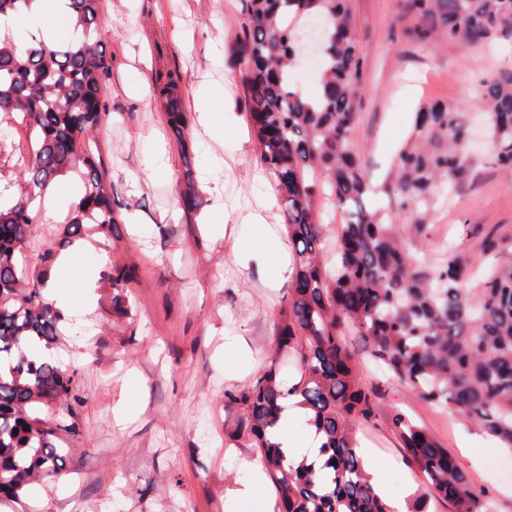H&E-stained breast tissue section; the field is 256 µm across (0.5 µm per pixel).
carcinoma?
Masks as SVG:
<instances>
[{"label":"carcinoma","instance_id":"obj_1","mask_svg":"<svg viewBox=\"0 0 512 512\" xmlns=\"http://www.w3.org/2000/svg\"><path fill=\"white\" fill-rule=\"evenodd\" d=\"M35 0H0V112L32 128V164L21 192L0 204V493L17 498L35 479H57L69 449L58 431L78 433L73 421L43 417L56 404L72 415L74 374L64 370L58 345L65 316L46 291L47 270L30 272L23 249L45 189L80 174L78 200L62 220L63 245L90 233L112 237V185L100 158L85 149L101 121V80L108 72L99 43V0H68L70 35L60 43L42 35L21 39L13 24ZM244 22L231 49L243 68L252 133L259 159L285 201L292 245L288 298L275 313L276 347L269 366L249 385L225 394L241 406L240 428L259 452L279 512H393L365 469L356 437L374 417L371 393L358 381L359 337L382 369L411 386L430 406L450 409L512 453V237L495 225L480 232L478 256L440 244L434 256L418 251L430 219L470 179L477 159L468 153V116L441 100L414 113L386 194L413 215L393 224L367 205L371 189L354 152L364 65L345 0H243ZM410 34L420 41L452 40L466 47H512V0H404ZM317 17L330 37L309 97L293 81L302 52L296 23ZM157 94L184 157L188 120L181 77L168 72ZM492 164L512 168V72L481 83ZM182 203L201 205L193 170L183 173ZM329 197L343 214L330 224L318 202ZM39 346L48 354L32 359ZM307 410L318 457L291 464L272 442L285 403ZM407 463L425 489L407 512H426L438 496L454 512H489L448 450L407 414L392 417ZM422 439H417V436Z\"/></svg>","mask_w":512,"mask_h":512}]
</instances>
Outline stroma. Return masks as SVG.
<instances>
[{
  "mask_svg": "<svg viewBox=\"0 0 512 512\" xmlns=\"http://www.w3.org/2000/svg\"><path fill=\"white\" fill-rule=\"evenodd\" d=\"M403 0H349L366 89L354 134V150L374 186L387 182L411 116L422 102L448 101L460 111L478 109L482 78L512 69V56L448 41L421 43L407 33L412 21ZM241 0H100L99 50L109 70L101 82L105 115L90 146L103 159L122 215L112 239L97 241L100 262L84 261L67 293L74 303L92 299L91 359L77 368L73 404L77 434L60 432L70 451L60 480L16 499L0 497V512H265L275 503L272 484L230 507L227 492L249 481L242 460L257 459L240 409L225 400L270 362L274 313L288 295L278 275L287 243L282 206L262 167L250 130L241 69L229 49L241 24ZM181 75L193 157L184 161L154 92L167 71ZM214 114L210 126L200 109ZM164 164L146 167L153 145ZM30 133L14 114L0 113V182L23 180L31 161ZM202 183V203L186 212L179 195L185 167ZM43 206L53 221L35 224L27 241L30 266L49 250L60 251V225L79 185ZM265 221L253 223V213ZM423 240L432 252L446 238L475 247L465 225L502 226L512 233V169L479 162L456 201L436 213ZM238 244L241 263L230 246ZM132 265L133 282L122 288L127 312L112 311L107 276L113 261ZM347 343L359 361L361 385L376 393V419L360 426L362 449L371 451L393 499L421 493L422 475L402 455L391 419L406 411L434 434L492 501L491 512H512V474L492 468L501 449L466 419L437 411L410 386L377 371L362 341ZM125 401L127 423L113 426V410Z\"/></svg>",
  "mask_w": 512,
  "mask_h": 512,
  "instance_id": "35a3bbf8",
  "label": "stroma"
}]
</instances>
